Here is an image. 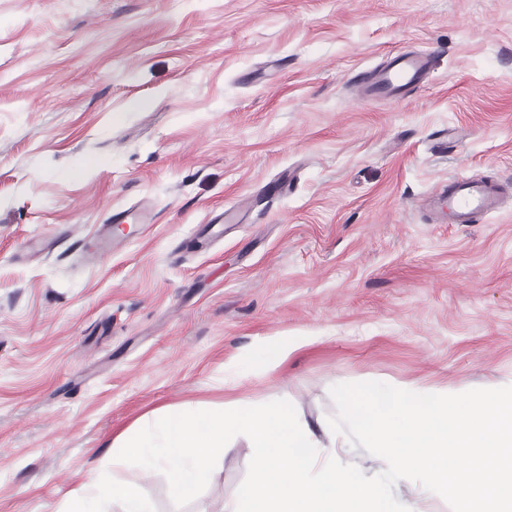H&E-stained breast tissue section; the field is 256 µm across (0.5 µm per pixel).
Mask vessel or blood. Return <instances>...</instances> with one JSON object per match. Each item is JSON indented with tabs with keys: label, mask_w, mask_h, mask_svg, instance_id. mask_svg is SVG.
<instances>
[{
	"label": "vessel or blood",
	"mask_w": 512,
	"mask_h": 512,
	"mask_svg": "<svg viewBox=\"0 0 512 512\" xmlns=\"http://www.w3.org/2000/svg\"><path fill=\"white\" fill-rule=\"evenodd\" d=\"M431 58L425 54L396 52L381 65L359 70L356 85L363 99L396 103L420 87L430 71ZM501 187L472 176H459L447 191L428 196L426 203L436 224H472L501 209Z\"/></svg>",
	"instance_id": "b4317fda"
}]
</instances>
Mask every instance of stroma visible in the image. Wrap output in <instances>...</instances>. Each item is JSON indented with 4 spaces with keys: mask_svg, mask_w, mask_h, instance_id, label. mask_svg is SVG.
<instances>
[{
    "mask_svg": "<svg viewBox=\"0 0 512 512\" xmlns=\"http://www.w3.org/2000/svg\"><path fill=\"white\" fill-rule=\"evenodd\" d=\"M402 49L425 83L361 100ZM468 174L512 183V0H0V512L93 477L236 512L245 435L180 509L113 463L162 411L284 399L321 440L339 383L511 385L512 197L417 206ZM501 196L497 183L467 175L448 181V192L428 196L425 202L432 224H474L501 210Z\"/></svg>",
    "mask_w": 512,
    "mask_h": 512,
    "instance_id": "stroma-1",
    "label": "stroma"
}]
</instances>
